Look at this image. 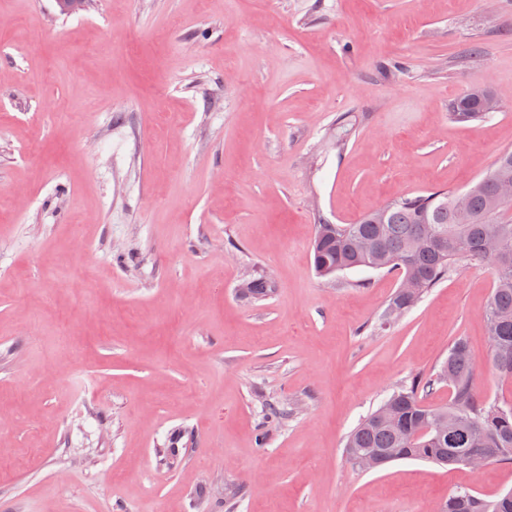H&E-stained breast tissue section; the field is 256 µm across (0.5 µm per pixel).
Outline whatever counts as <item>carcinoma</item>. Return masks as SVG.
<instances>
[{
	"label": "carcinoma",
	"mask_w": 512,
	"mask_h": 512,
	"mask_svg": "<svg viewBox=\"0 0 512 512\" xmlns=\"http://www.w3.org/2000/svg\"><path fill=\"white\" fill-rule=\"evenodd\" d=\"M489 88H473L451 104L458 122H469L487 115L484 103ZM499 178L512 181V152L500 155L493 167ZM474 223H457V200L448 190L405 195L360 217L354 224H320L311 245L316 273L327 277L338 272L371 268L397 271L401 278L416 281L412 297L396 289L380 321L386 325L412 309L431 288L461 261L487 264L494 271L495 287L485 316L492 336L493 367L499 376L512 379V255L492 257L484 246L491 238L512 243V221L503 217L505 204L496 199L490 181H478L465 200ZM275 283L258 276L242 291L250 300L272 295ZM454 378L448 406L425 405L420 393ZM388 410L369 413L348 434L344 453L350 466L354 458L383 450L393 454L382 465L398 460H421L441 466L460 467L462 463L449 448L486 452L491 462L512 463V402L478 399L474 389V368L467 343L457 338L448 359L438 372L416 378L395 389L383 401ZM445 512H512V492L487 500L468 489L448 496Z\"/></svg>",
	"instance_id": "cac0c4a2"
}]
</instances>
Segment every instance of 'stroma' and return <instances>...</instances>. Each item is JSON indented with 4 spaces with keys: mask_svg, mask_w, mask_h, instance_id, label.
<instances>
[{
    "mask_svg": "<svg viewBox=\"0 0 512 512\" xmlns=\"http://www.w3.org/2000/svg\"><path fill=\"white\" fill-rule=\"evenodd\" d=\"M483 86L497 111L457 122ZM508 150L512 0H0V512H224L225 483L236 512L512 490V464L344 454L459 337L479 398L512 400L491 267L383 327L398 274L322 277L310 254L318 220L464 189ZM259 274L276 291L246 301ZM490 93L489 87L473 88L458 96L451 104L453 117L458 122H469L487 115L484 103Z\"/></svg>",
    "mask_w": 512,
    "mask_h": 512,
    "instance_id": "obj_1",
    "label": "stroma"
}]
</instances>
